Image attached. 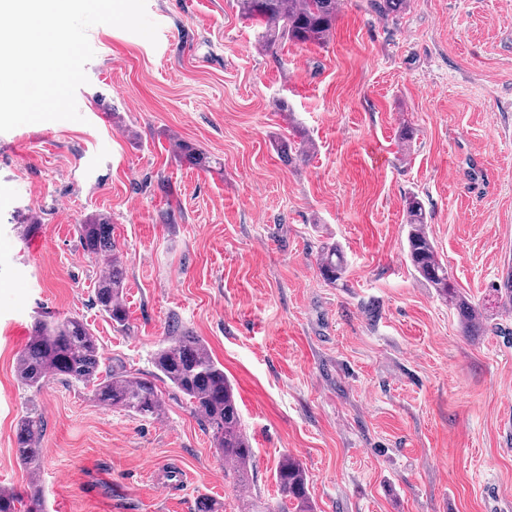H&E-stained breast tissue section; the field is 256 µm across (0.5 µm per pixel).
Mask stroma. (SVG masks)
Returning <instances> with one entry per match:
<instances>
[{"mask_svg": "<svg viewBox=\"0 0 512 512\" xmlns=\"http://www.w3.org/2000/svg\"><path fill=\"white\" fill-rule=\"evenodd\" d=\"M147 14L154 44L89 29L81 121L0 133V487L27 490L15 423L33 407L49 512L273 508L285 454L314 512H512V304L489 301L512 268V0H411L387 19L341 0L326 46L273 54L236 0ZM300 130L318 145L305 162L277 151ZM180 139L216 168L180 158ZM411 192L456 287L490 304L478 335L407 259ZM95 212L127 268L126 331L92 302L103 266L76 227ZM327 241L346 261L336 288ZM45 313L81 318L104 363L140 377L170 324L199 336L235 387L249 486L171 388L142 419L79 383L21 385ZM175 468L187 487L164 495ZM318 268L327 284L335 286L345 272V260L336 244H324L318 252Z\"/></svg>", "mask_w": 512, "mask_h": 512, "instance_id": "35a3bbf8", "label": "stroma"}]
</instances>
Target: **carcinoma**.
I'll list each match as a JSON object with an SVG mask.
<instances>
[{
	"mask_svg": "<svg viewBox=\"0 0 512 512\" xmlns=\"http://www.w3.org/2000/svg\"><path fill=\"white\" fill-rule=\"evenodd\" d=\"M370 4L379 14L395 17L407 9L409 0H370ZM237 5L242 15L264 25L258 45L270 49L283 41L326 44L335 29L339 0H237ZM293 148L296 156L306 160L316 151V143L301 132ZM178 150L194 165L212 168L211 157L194 145L180 141ZM404 209L410 264L457 310L464 332L471 333L484 320L486 305L475 304L458 292L427 231V214L416 194L405 197ZM77 232L82 249L101 260L105 268L95 285V305L114 327L128 328L129 315L123 302L126 268L112 239L111 216L91 213L78 224ZM318 268L327 284L336 285L345 272L341 250L334 244L323 245L318 252ZM101 364L98 341L82 319L41 316L34 319L30 340L16 358V375L28 388L38 389L52 378L90 386L99 403L131 417L155 419L161 415L163 400L152 380L132 377L121 368L104 372ZM153 364L159 377L186 397L191 412L211 432L214 448L233 464L234 473L239 477L247 474L254 449L242 428L234 387L208 346L174 324L156 350ZM43 432L44 422L37 411L31 409L18 419L16 456L30 475L29 490L19 496L0 489V512H46L40 481ZM274 479L282 500L281 512L290 505L294 512H314L308 475L297 459L282 456Z\"/></svg>",
	"mask_w": 512,
	"mask_h": 512,
	"instance_id": "1",
	"label": "carcinoma"
}]
</instances>
